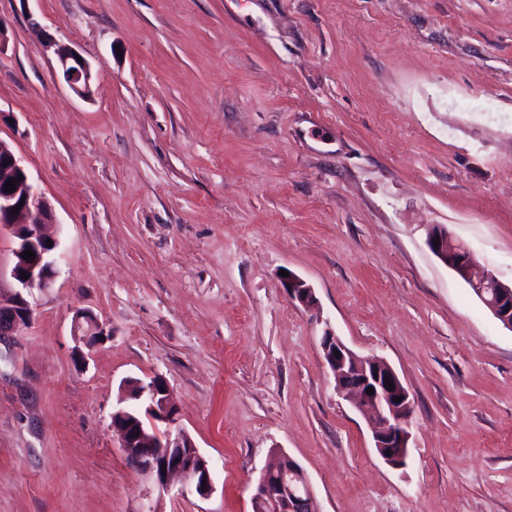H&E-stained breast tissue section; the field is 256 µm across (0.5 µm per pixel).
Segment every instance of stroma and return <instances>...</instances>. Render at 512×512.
Wrapping results in <instances>:
<instances>
[{
    "label": "stroma",
    "instance_id": "35a3bbf8",
    "mask_svg": "<svg viewBox=\"0 0 512 512\" xmlns=\"http://www.w3.org/2000/svg\"><path fill=\"white\" fill-rule=\"evenodd\" d=\"M0 139L64 252L0 337V512H252L276 448L320 512H512V330L426 245L447 226L512 280V0H0ZM79 309L110 332L82 368ZM328 327L410 391L406 468ZM156 375L208 498L151 490L112 429ZM47 47L53 50L60 80L77 96L87 98L91 94L90 63L68 44L52 37L47 38ZM78 58H81L83 63H78ZM71 70H75V73H71ZM284 288H286L288 297L292 301H296L305 307H313L316 305V296L311 288L304 280L290 275L285 280Z\"/></svg>",
    "mask_w": 512,
    "mask_h": 512
}]
</instances>
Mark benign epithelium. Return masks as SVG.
<instances>
[{
  "mask_svg": "<svg viewBox=\"0 0 512 512\" xmlns=\"http://www.w3.org/2000/svg\"><path fill=\"white\" fill-rule=\"evenodd\" d=\"M47 47L53 50L60 80L77 96L88 97L92 80L90 63L78 62L80 53L52 37L47 38ZM20 175L23 179L16 184V190L5 192L6 182ZM53 223L55 216L50 204L35 190L11 145L0 139V227L14 238L15 263L11 277L25 290L45 291L53 285L59 244L54 240L52 246H47L48 237L43 233V225ZM436 239L440 241L437 247L433 244ZM426 244L443 264L475 290L492 315L512 331V283L481 267L471 249L444 226L431 227ZM26 250L35 253L33 261L23 259ZM25 274L29 278H23ZM284 288L291 300L305 307L316 305L313 288L304 280L292 275L285 280ZM32 319L33 309L21 293L0 297V334L26 328ZM108 336L110 332L92 312L84 309L75 312L72 337L79 361H85V350ZM320 347L337 393L350 399L361 411L378 456L395 469L405 467L414 408L396 370L383 359L357 354L329 327L320 336ZM387 378L393 385L391 389L386 387ZM369 387L374 389V394L366 393ZM123 388L122 406L112 414V429L120 437V446L130 466L161 490L167 489L169 477L176 474L190 492L201 498L209 497L214 491L210 463L190 435L175 427L178 409L166 381L156 375L148 381L125 382ZM397 397L401 401H395ZM132 407L144 413V419L130 420ZM160 423L167 428L160 430ZM260 503L271 505L273 512H303L306 504L312 512H320L303 467L282 451L275 453L257 479L251 504Z\"/></svg>",
  "mask_w": 512,
  "mask_h": 512,
  "instance_id": "1",
  "label": "benign epithelium"
}]
</instances>
